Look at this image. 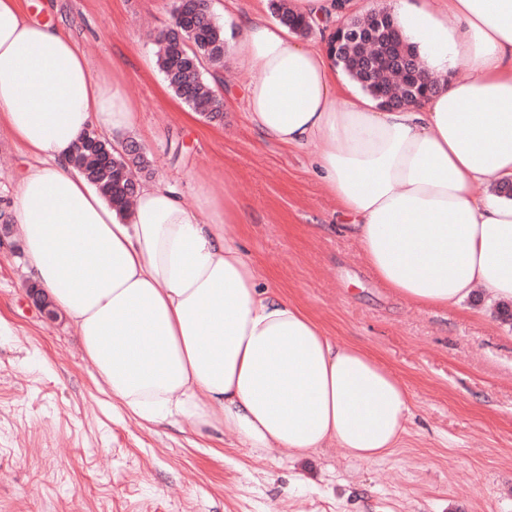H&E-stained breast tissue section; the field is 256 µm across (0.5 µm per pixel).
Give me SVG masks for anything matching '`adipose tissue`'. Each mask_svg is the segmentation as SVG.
I'll return each instance as SVG.
<instances>
[{
  "instance_id": "ef3b65f1",
  "label": "adipose tissue",
  "mask_w": 512,
  "mask_h": 512,
  "mask_svg": "<svg viewBox=\"0 0 512 512\" xmlns=\"http://www.w3.org/2000/svg\"><path fill=\"white\" fill-rule=\"evenodd\" d=\"M436 92L388 109L325 48L233 15L245 119L268 142L317 145L316 173L379 283L424 307L474 291L512 301V0H389ZM466 78H455L456 70ZM122 83L63 30L0 0V128L33 157L13 200L32 284L73 321L96 382L141 420L233 434L291 459L326 448L374 462L399 448L410 391L366 347L339 343L267 286L236 213L205 185L186 206L141 186L126 215L73 167L80 135L134 127Z\"/></svg>"
}]
</instances>
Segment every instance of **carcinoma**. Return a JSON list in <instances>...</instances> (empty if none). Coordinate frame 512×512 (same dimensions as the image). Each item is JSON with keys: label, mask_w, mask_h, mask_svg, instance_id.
Returning <instances> with one entry per match:
<instances>
[{"label": "carcinoma", "mask_w": 512, "mask_h": 512, "mask_svg": "<svg viewBox=\"0 0 512 512\" xmlns=\"http://www.w3.org/2000/svg\"><path fill=\"white\" fill-rule=\"evenodd\" d=\"M271 14L278 24L306 37L313 28L286 0H270ZM388 24L366 41L348 39L338 47V66L365 93L393 107L417 104L434 93L436 84L425 74L418 49L406 41L392 14L381 10ZM183 41L168 44L158 37L160 48L156 65L168 89L189 110L208 120L223 117L222 98L203 75L204 64L224 61L228 41L224 26L214 19L207 0H200V11L184 13ZM135 141L118 151L112 141L88 130L79 140L72 164L96 187L118 212L124 213L138 189V178L151 174V162Z\"/></svg>", "instance_id": "carcinoma-1"}]
</instances>
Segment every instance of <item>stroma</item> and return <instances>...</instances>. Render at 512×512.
<instances>
[{"instance_id": "1", "label": "stroma", "mask_w": 512, "mask_h": 512, "mask_svg": "<svg viewBox=\"0 0 512 512\" xmlns=\"http://www.w3.org/2000/svg\"><path fill=\"white\" fill-rule=\"evenodd\" d=\"M66 26L92 72L117 70L138 114L117 131L153 163L152 182L193 205L198 181L230 200L250 259L340 341L368 347L407 382L414 418L383 460L327 448L294 462L151 425L95 382L76 326L46 318L26 293V260L0 245V512H512V324L474 296L462 309L395 297L371 276L313 169L314 148L262 140L245 121L228 57L206 77L224 117L191 113L155 64L173 0H23ZM31 160L0 129V211L12 210Z\"/></svg>"}]
</instances>
